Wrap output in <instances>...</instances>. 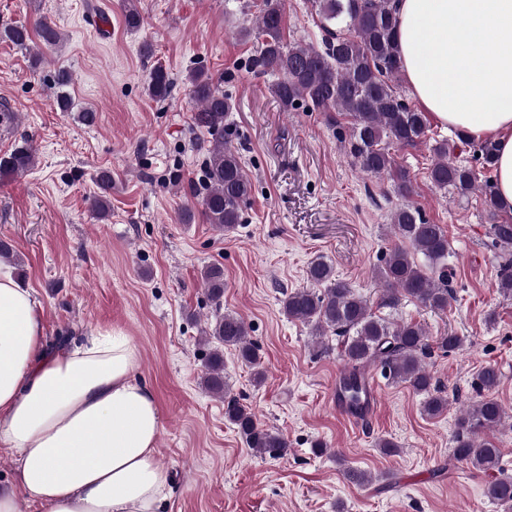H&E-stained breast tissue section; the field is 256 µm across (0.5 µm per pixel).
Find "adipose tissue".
Returning <instances> with one entry per match:
<instances>
[{"label":"adipose tissue","instance_id":"adipose-tissue-1","mask_svg":"<svg viewBox=\"0 0 512 512\" xmlns=\"http://www.w3.org/2000/svg\"><path fill=\"white\" fill-rule=\"evenodd\" d=\"M396 17L412 95L439 122L495 142V187L512 211V0H397ZM139 362L119 329L49 349L34 291L0 263V447L20 476L0 512H160L172 481Z\"/></svg>","mask_w":512,"mask_h":512}]
</instances>
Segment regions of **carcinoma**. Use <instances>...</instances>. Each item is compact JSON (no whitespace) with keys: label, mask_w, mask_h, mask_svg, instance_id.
I'll return each instance as SVG.
<instances>
[{"label":"carcinoma","mask_w":512,"mask_h":512,"mask_svg":"<svg viewBox=\"0 0 512 512\" xmlns=\"http://www.w3.org/2000/svg\"><path fill=\"white\" fill-rule=\"evenodd\" d=\"M311 5L322 31L318 45L284 42V0L252 3L256 12L249 34L256 42V50L249 58L248 69L255 76L273 78L268 90L286 110L304 101L320 112H336L347 118L350 133L342 140L346 155L364 173L388 178L407 203L391 213L390 223L399 244L383 254L382 264L376 269L379 289L375 300L356 293L336 277L329 262L318 257L307 268L310 287L284 294L282 313L289 320L308 325L315 336L321 338L331 332L341 338L346 369L340 381V395L350 408L362 407L364 369L373 365L384 379L405 383L424 396L423 412L438 417L447 411L448 397L433 384L425 358L431 344L449 351L461 347L463 339L452 333L432 339L421 324L394 318L404 301L445 311L453 299L448 286V235L441 225L429 223L421 209L409 201L414 194L413 180L391 152L394 145L417 147L427 140L430 131L427 113L409 106L397 91L401 69L395 37V0H311ZM124 17L127 28L140 27L142 17L135 0H124ZM32 34L25 25L0 31L1 38L25 49L34 43ZM35 34L47 47L60 39L56 26L45 18L37 21ZM188 80L198 102L194 125L207 134L202 216L216 230L230 232L242 222V207L252 190L241 156L224 137V119L234 104L207 71L195 70ZM173 86L171 74L157 66L150 74L147 93L153 99L164 100ZM457 148V144L450 145L446 140L433 147L435 160L428 179L433 186L466 198L476 189L480 172L454 159ZM34 164V148L23 139L0 155V175H21ZM97 183L99 193L92 205L104 217L110 206L111 172L99 171ZM485 187L488 233L505 256L498 288L503 294L512 295V217H499L494 184L487 181ZM418 255L425 263L417 262ZM200 277L210 301L221 307L224 268L207 266ZM248 336V327L238 314L226 311L215 315L202 330L201 342L214 343L216 347L209 354L201 385L207 393L224 401L225 419L245 437L250 448L261 454L281 452L288 448L285 439L260 426L247 407L228 395L225 348L234 349L242 363L254 368L257 381L264 378L257 347ZM478 380L485 395L458 418L453 457L486 474L500 470L502 451L488 433L505 422L507 412L492 396L500 383L498 369L483 368ZM486 493L492 501L512 508V478L494 480Z\"/></svg>","instance_id":"1"}]
</instances>
